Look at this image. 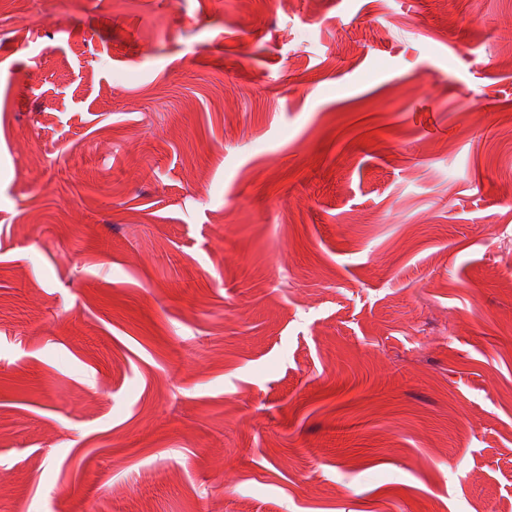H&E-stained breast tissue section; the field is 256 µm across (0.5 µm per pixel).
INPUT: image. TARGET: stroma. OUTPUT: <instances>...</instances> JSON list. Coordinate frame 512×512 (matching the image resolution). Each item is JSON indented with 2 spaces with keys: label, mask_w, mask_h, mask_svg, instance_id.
Wrapping results in <instances>:
<instances>
[{
  "label": "stroma",
  "mask_w": 512,
  "mask_h": 512,
  "mask_svg": "<svg viewBox=\"0 0 512 512\" xmlns=\"http://www.w3.org/2000/svg\"><path fill=\"white\" fill-rule=\"evenodd\" d=\"M511 53L512 0H0V512H512Z\"/></svg>",
  "instance_id": "1"
}]
</instances>
